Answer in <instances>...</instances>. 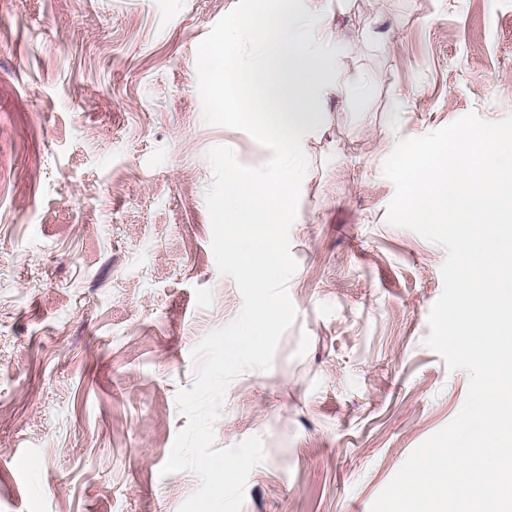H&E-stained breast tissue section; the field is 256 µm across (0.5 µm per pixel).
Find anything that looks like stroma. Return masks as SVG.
<instances>
[{
	"label": "stroma",
	"instance_id": "stroma-1",
	"mask_svg": "<svg viewBox=\"0 0 512 512\" xmlns=\"http://www.w3.org/2000/svg\"><path fill=\"white\" fill-rule=\"evenodd\" d=\"M237 0H0V512H178L161 476L193 347L242 307L220 275L197 46ZM344 82L302 143L297 318L227 388L215 445L257 435L242 512H370L461 410L425 340L444 248L390 225L398 140L512 115V0H328Z\"/></svg>",
	"mask_w": 512,
	"mask_h": 512
}]
</instances>
